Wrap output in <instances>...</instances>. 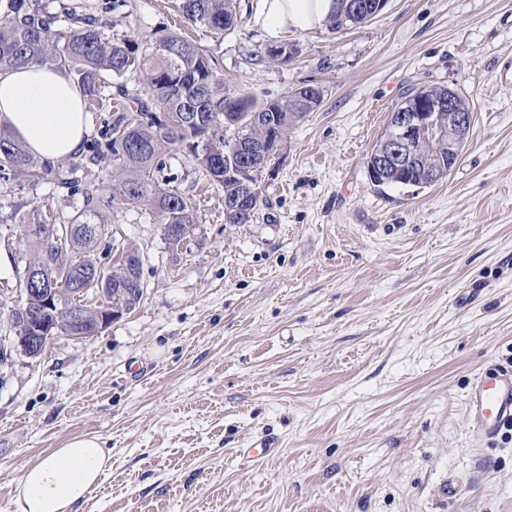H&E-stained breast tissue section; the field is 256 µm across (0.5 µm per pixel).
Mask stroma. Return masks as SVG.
<instances>
[{
	"label": "stroma",
	"mask_w": 512,
	"mask_h": 512,
	"mask_svg": "<svg viewBox=\"0 0 512 512\" xmlns=\"http://www.w3.org/2000/svg\"><path fill=\"white\" fill-rule=\"evenodd\" d=\"M41 3L109 34H184L231 89L314 84L322 103L247 224L225 222L222 187L185 148L162 153L194 208L178 253L150 211L111 203V159L78 172L100 185L117 242L143 254L145 293L97 336L0 366V512L25 466L81 436L103 440L112 468L79 512H512V433L476 440L466 413L474 376L512 359V84L497 78L512 0H388L349 30L288 31L286 64L249 59L270 42L257 0H236L221 35L185 26L172 0ZM426 83L470 100L469 142L447 179L377 190L367 156ZM82 205L53 180H9L0 238ZM266 437L275 453L244 456Z\"/></svg>",
	"instance_id": "1"
}]
</instances>
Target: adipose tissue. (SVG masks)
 <instances>
[{"instance_id":"obj_1","label":"adipose tissue","mask_w":512,"mask_h":512,"mask_svg":"<svg viewBox=\"0 0 512 512\" xmlns=\"http://www.w3.org/2000/svg\"><path fill=\"white\" fill-rule=\"evenodd\" d=\"M336 0H258L256 20L269 38L322 26ZM0 121L41 160L80 152L89 130L84 101L64 70L31 64L0 72ZM101 439L83 436L29 464L14 487L12 512H77L111 468Z\"/></svg>"}]
</instances>
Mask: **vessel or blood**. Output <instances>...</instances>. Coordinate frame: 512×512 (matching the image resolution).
<instances>
[{
    "label": "vessel or blood",
    "instance_id": "b4317fda",
    "mask_svg": "<svg viewBox=\"0 0 512 512\" xmlns=\"http://www.w3.org/2000/svg\"><path fill=\"white\" fill-rule=\"evenodd\" d=\"M468 430L477 439L494 442L512 426V365H493L480 371L468 393Z\"/></svg>",
    "mask_w": 512,
    "mask_h": 512
}]
</instances>
